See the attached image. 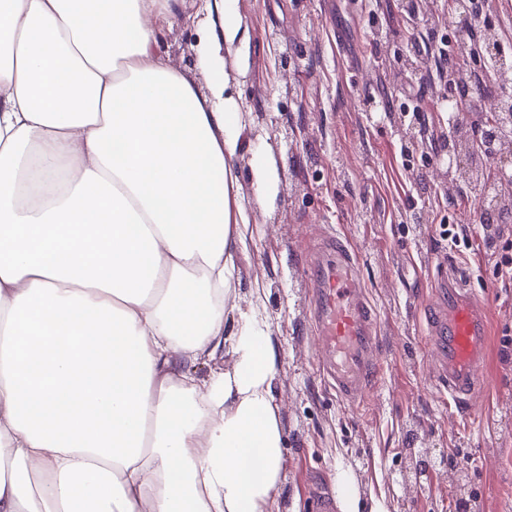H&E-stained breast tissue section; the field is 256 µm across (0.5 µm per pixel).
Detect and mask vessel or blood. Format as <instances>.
Instances as JSON below:
<instances>
[{
  "label": "vessel or blood",
  "mask_w": 512,
  "mask_h": 512,
  "mask_svg": "<svg viewBox=\"0 0 512 512\" xmlns=\"http://www.w3.org/2000/svg\"><path fill=\"white\" fill-rule=\"evenodd\" d=\"M309 275L323 373L340 400L360 405L377 375L379 339L357 255L341 239L329 238L314 252ZM428 314L439 360L436 382L462 401L481 385L485 311L465 293L462 275L455 274L438 288Z\"/></svg>",
  "instance_id": "b4317fda"
}]
</instances>
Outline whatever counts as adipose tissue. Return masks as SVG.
Instances as JSON below:
<instances>
[{"instance_id": "1", "label": "adipose tissue", "mask_w": 512, "mask_h": 512, "mask_svg": "<svg viewBox=\"0 0 512 512\" xmlns=\"http://www.w3.org/2000/svg\"><path fill=\"white\" fill-rule=\"evenodd\" d=\"M172 2L0 0V512H266L279 484L262 289L237 310L246 26L205 0L199 82L158 51Z\"/></svg>"}]
</instances>
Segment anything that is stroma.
I'll use <instances>...</instances> for the list:
<instances>
[{
	"label": "stroma",
	"mask_w": 512,
	"mask_h": 512,
	"mask_svg": "<svg viewBox=\"0 0 512 512\" xmlns=\"http://www.w3.org/2000/svg\"><path fill=\"white\" fill-rule=\"evenodd\" d=\"M461 28L453 0H239L249 61L239 106L250 120L236 166L253 237L239 258L242 303L264 289L263 314L278 351L274 384L282 432L281 482L268 512H309L310 491L347 472L357 512H512V287L496 276L512 257V221L488 237L480 222L483 187L448 172V72H476V103L462 114L478 127L505 92L477 55L493 26L512 52V0H472ZM180 23L165 30L170 65L199 77L194 46L204 0H179ZM446 37L447 61L418 52L422 38ZM423 87L414 112L400 108ZM272 151L279 174L274 206L259 201L252 165ZM457 225L467 246L440 235ZM339 236L358 251L379 318L382 373L362 410L350 409L318 368L309 267L317 240ZM471 269L469 288L490 312L483 384L472 402L441 395L429 376L435 353L423 309L448 269ZM432 450L428 476L411 459Z\"/></svg>",
	"instance_id": "35a3bbf8"
}]
</instances>
